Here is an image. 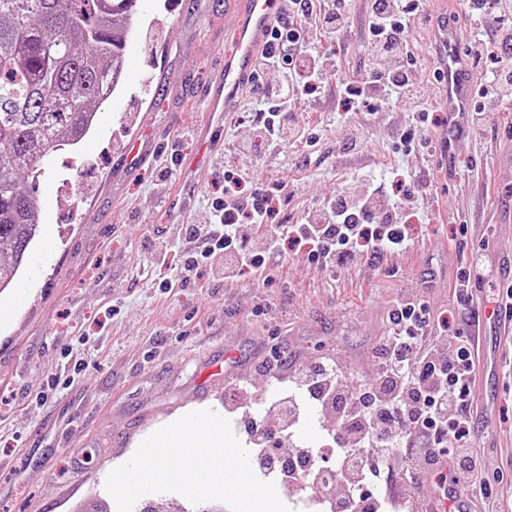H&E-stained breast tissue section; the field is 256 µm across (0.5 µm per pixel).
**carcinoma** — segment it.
<instances>
[{
    "instance_id": "carcinoma-1",
    "label": "carcinoma",
    "mask_w": 512,
    "mask_h": 512,
    "mask_svg": "<svg viewBox=\"0 0 512 512\" xmlns=\"http://www.w3.org/2000/svg\"><path fill=\"white\" fill-rule=\"evenodd\" d=\"M136 0H0V290L40 231L22 176L77 145L122 82Z\"/></svg>"
}]
</instances>
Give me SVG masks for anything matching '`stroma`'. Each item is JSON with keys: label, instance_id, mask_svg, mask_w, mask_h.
<instances>
[{"label": "stroma", "instance_id": "1", "mask_svg": "<svg viewBox=\"0 0 512 512\" xmlns=\"http://www.w3.org/2000/svg\"><path fill=\"white\" fill-rule=\"evenodd\" d=\"M351 9L339 75L356 81L364 75L360 0ZM236 19L231 0H137L124 82L87 138L44 162L34 188L41 238L14 287L0 292V512H74L107 497L108 474L146 437L189 412L223 409L228 383L242 382L259 402L256 418L266 419L260 401L282 385L255 367L275 350L297 364L331 355L369 376L392 299L419 296L431 313L463 323L451 290L458 268L484 237L490 263L512 258V112L458 137L447 171L434 151L394 153L412 123L410 100L372 105L363 119L368 148L351 155L342 150L345 114L324 97L295 107L320 128L316 148L256 163L261 183L287 168L295 175L279 222H298L360 172L384 183L398 168L419 187L410 247L333 274L291 253L232 282L204 266L195 286L163 292L160 281L176 270L156 267L145 243L178 249L184 218L169 212V200L190 192L188 216L197 218L224 193V161L204 157L196 128ZM435 48L433 30L412 34L429 97ZM137 138L147 150L135 159L128 146ZM482 330L483 393L497 410L479 418L474 444L489 470L512 479V342L495 320Z\"/></svg>", "mask_w": 512, "mask_h": 512}]
</instances>
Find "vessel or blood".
I'll return each instance as SVG.
<instances>
[{"mask_svg":"<svg viewBox=\"0 0 512 512\" xmlns=\"http://www.w3.org/2000/svg\"><path fill=\"white\" fill-rule=\"evenodd\" d=\"M235 2L238 13L231 46L224 53V68L220 77L207 86V123L199 131L200 140L213 155L224 150L223 140L215 137L214 132L223 126L228 114L237 107L250 85L256 60L266 48L271 32L284 11L283 0ZM438 40L443 76L439 94L445 102L448 129L455 136L465 128L463 116L474 109L477 85L459 51L455 24H448Z\"/></svg>","mask_w":512,"mask_h":512,"instance_id":"vessel-or-blood-1","label":"vessel or blood"}]
</instances>
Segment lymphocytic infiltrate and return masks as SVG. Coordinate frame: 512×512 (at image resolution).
<instances>
[{"label": "lymphocytic infiltrate", "mask_w": 512, "mask_h": 512, "mask_svg": "<svg viewBox=\"0 0 512 512\" xmlns=\"http://www.w3.org/2000/svg\"><path fill=\"white\" fill-rule=\"evenodd\" d=\"M473 15L493 20L494 37L471 41L463 54L471 71L495 65L484 82L481 104L472 120L479 128L497 123L498 106L512 101V0H469ZM426 0H365L363 39L367 58L364 78L336 77L334 54L311 47V34L341 37L350 30L348 11L330 0H288L269 45L261 52L253 87L241 113L253 120V135L224 150V196L212 201L201 220L184 228L180 285L194 283L199 265L212 257L224 260V277L233 279L265 269L287 252L301 255L325 273L346 268L362 253L379 255L408 248L415 229L403 222L402 203H393L383 186L351 184L327 198L297 224H280L287 183L277 178L253 185L257 158L291 146L314 145L310 125L299 120L292 103L318 89L357 99H412L416 131L401 134L399 149L412 153L430 147L426 134L436 122L432 105L414 80L421 62L409 50L413 32L432 25ZM278 83H270V74ZM383 223H375L376 215ZM272 225L264 250L251 246L250 233ZM453 294L472 318L485 310L512 320V282L482 252H472L458 269ZM388 326L373 349L376 371L366 381L347 377L335 357L307 364L289 363L276 354L272 367L282 373L280 394L266 401L273 422L255 419L252 402L234 400L232 410L244 421L251 461L263 475L313 496L321 512H386L390 503L376 487L384 465L399 463V480L419 487L447 477L450 512H468L489 485L488 468L474 446L478 402L479 353L470 331L442 330L414 298L393 300ZM331 414L336 423L319 447L296 444L283 460L273 444L293 436L307 407Z\"/></svg>", "instance_id": "1"}]
</instances>
